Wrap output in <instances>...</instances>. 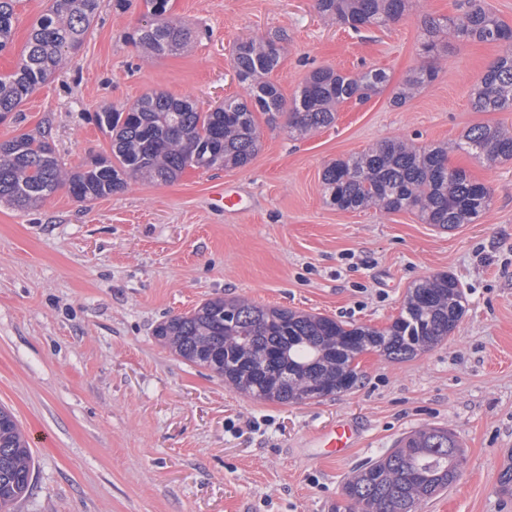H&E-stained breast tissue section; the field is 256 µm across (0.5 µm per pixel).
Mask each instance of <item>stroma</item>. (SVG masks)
Masks as SVG:
<instances>
[{"mask_svg":"<svg viewBox=\"0 0 512 512\" xmlns=\"http://www.w3.org/2000/svg\"><path fill=\"white\" fill-rule=\"evenodd\" d=\"M172 2L197 41L146 57L124 38L143 0L110 2L19 119L0 122V143L46 130L67 166L110 156L96 112L153 90L202 112L242 97L232 46L278 29L288 51L272 79L285 97L319 67L382 69L389 82L307 136L261 127L243 168L132 181L90 202L63 188L29 209L0 204V404L34 457L32 486L12 512H333L357 468L431 426L456 433L461 476L421 512H512L499 483L512 462V160L488 166L455 148L473 125L512 129V111L476 112L469 101L497 46L449 39L437 79L395 106L421 63L418 17L456 14L460 0H414L407 18L361 32L322 17L314 0ZM50 6L17 0L0 75L14 71ZM396 137L447 147L450 165L488 186L489 208L448 231L410 211L327 204L326 165ZM217 185L247 193L246 208L213 209ZM433 274L453 275L464 293L454 333L402 362L368 353L358 387L301 404L241 395L153 335L217 297L383 328ZM340 420L357 426L359 444L323 459L313 437Z\"/></svg>","mask_w":512,"mask_h":512,"instance_id":"obj_1","label":"stroma"}]
</instances>
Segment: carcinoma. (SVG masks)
<instances>
[{
  "label": "carcinoma",
  "instance_id": "1",
  "mask_svg": "<svg viewBox=\"0 0 512 512\" xmlns=\"http://www.w3.org/2000/svg\"><path fill=\"white\" fill-rule=\"evenodd\" d=\"M320 15L356 32L401 20L412 0H315ZM16 0H0V52L11 43ZM149 20L129 40L155 57L176 54L192 31L169 13V0H144ZM105 0H53L33 26L17 69L0 76V121L76 53ZM454 16L423 15L421 54L427 62L407 76L393 97L400 106L438 75L431 59L448 50L442 34L462 42L491 43L500 54L485 68L471 93L475 112L512 110V27L485 0H464ZM288 34L276 30L241 40L231 65L243 98L200 112L187 99L163 91L142 95L128 108L105 109L95 122L111 139L109 158L76 169L61 161L46 132L0 143V202L19 209L36 206L61 188L90 202L123 190L129 180L168 183L186 168L206 170L248 165L259 149L256 115L274 129L303 136L336 123L347 101L363 103L389 81L381 69L356 75L329 67L313 70L291 99L270 79L283 59ZM457 148L491 165L512 159V132L475 125ZM326 202L342 211H415L425 224L452 230L470 224L491 203L489 188L448 164V148H417L402 139L384 140L367 151L325 167ZM466 306L456 280L433 275L407 296L400 315L386 328L343 324L247 299H210L192 313L159 323L154 336L179 358L209 369L237 391L260 400L297 404L352 390L360 379L356 358L373 350L404 361L439 345L455 331ZM461 445L454 431L427 427L401 437L394 448L362 465L342 487L345 505L336 512H420L421 505L459 478ZM32 449L13 413L0 406V512L30 489Z\"/></svg>",
  "mask_w": 512,
  "mask_h": 512
}]
</instances>
